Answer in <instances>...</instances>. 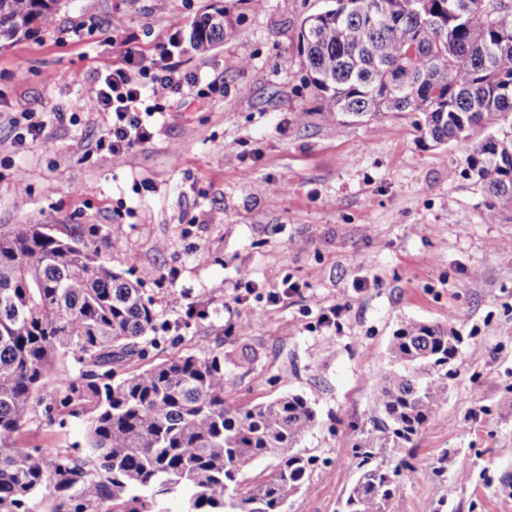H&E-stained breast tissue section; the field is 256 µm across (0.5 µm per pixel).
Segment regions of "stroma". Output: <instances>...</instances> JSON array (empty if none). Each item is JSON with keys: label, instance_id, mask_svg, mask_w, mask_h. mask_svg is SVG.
Returning a JSON list of instances; mask_svg holds the SVG:
<instances>
[{"label": "stroma", "instance_id": "obj_1", "mask_svg": "<svg viewBox=\"0 0 512 512\" xmlns=\"http://www.w3.org/2000/svg\"><path fill=\"white\" fill-rule=\"evenodd\" d=\"M330 3L59 0L50 26L0 49V234L44 224L98 249L140 281L159 321L177 318L183 296L206 310L125 371L204 350L224 356L231 405L308 399L318 423L301 447L314 471L284 512H340L359 444L413 465L390 512H512V222L486 223L458 149L422 142L412 114L365 122L321 111L298 32ZM213 7L224 40L201 53L189 34ZM130 34L150 55L177 38L181 71L218 88L169 95L152 139L116 161L96 148L107 118L94 77ZM28 113L43 137L21 145ZM287 276L301 285L288 301L233 300L238 282L271 289ZM335 304L348 307L341 326H319ZM234 317L247 335L230 328ZM409 322L451 323L462 342L441 409L400 445L369 408L392 336ZM14 441L82 456L85 420L39 407Z\"/></svg>", "mask_w": 512, "mask_h": 512}]
</instances>
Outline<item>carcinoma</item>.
Returning <instances> with one entry per match:
<instances>
[{
  "label": "carcinoma",
  "mask_w": 512,
  "mask_h": 512,
  "mask_svg": "<svg viewBox=\"0 0 512 512\" xmlns=\"http://www.w3.org/2000/svg\"><path fill=\"white\" fill-rule=\"evenodd\" d=\"M58 2L0 0V46L48 26ZM222 40V8L192 26L198 50ZM299 42L323 111L370 120L413 113L422 140L463 153L486 221H512V0H333L302 20ZM156 329L140 282L96 250L39 224L0 234V512H28L45 492L54 512H158L172 494L182 512H281L307 487L312 458L301 442L317 412L302 395L232 406L218 354L178 355L115 377L114 367L144 356ZM458 345L454 329L439 323L394 334L371 404L393 439L412 441L440 410ZM70 351L78 376L54 374ZM49 386L62 407L86 417V455L14 446ZM358 456L341 512H388L397 476L411 464H374L368 450ZM267 458L274 463L245 481Z\"/></svg>",
  "instance_id": "obj_1"
}]
</instances>
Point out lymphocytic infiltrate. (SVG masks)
<instances>
[{"label": "lymphocytic infiltrate", "mask_w": 512, "mask_h": 512, "mask_svg": "<svg viewBox=\"0 0 512 512\" xmlns=\"http://www.w3.org/2000/svg\"><path fill=\"white\" fill-rule=\"evenodd\" d=\"M123 45L120 60L95 77V105L107 116L98 146L116 160L150 140V121L161 113L162 99L199 82L198 75L181 72L169 48L153 58L136 47L134 36Z\"/></svg>", "instance_id": "obj_1"}]
</instances>
